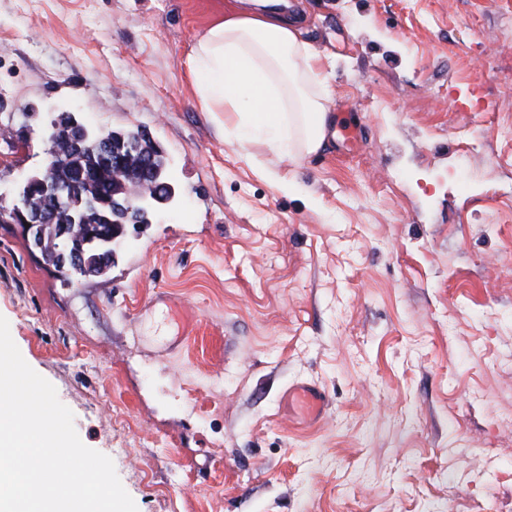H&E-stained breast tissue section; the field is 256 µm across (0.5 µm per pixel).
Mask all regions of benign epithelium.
Wrapping results in <instances>:
<instances>
[{"instance_id": "benign-epithelium-1", "label": "benign epithelium", "mask_w": 512, "mask_h": 512, "mask_svg": "<svg viewBox=\"0 0 512 512\" xmlns=\"http://www.w3.org/2000/svg\"><path fill=\"white\" fill-rule=\"evenodd\" d=\"M52 125L54 135L48 138V163L42 172L25 177L18 201L7 206L0 197L1 224L23 223L28 233L38 237L50 227L55 229L56 241L65 243L75 229L91 223L87 212L65 210L68 191L99 181L104 170L110 171L112 181L123 186L131 204L141 212L146 211L144 203L149 198L159 204L172 199L174 188L170 183L163 182L156 189L145 181L147 177H160L149 161L132 158L107 136L90 134L74 113H58ZM87 141L97 146L100 165L82 168L71 164L66 149L78 148ZM60 265L72 274L87 275L88 260L81 250L63 251Z\"/></svg>"}]
</instances>
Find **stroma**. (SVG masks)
<instances>
[{"label": "stroma", "instance_id": "stroma-1", "mask_svg": "<svg viewBox=\"0 0 512 512\" xmlns=\"http://www.w3.org/2000/svg\"><path fill=\"white\" fill-rule=\"evenodd\" d=\"M239 7L0 0V196L66 109L142 129L175 188L81 281L0 224L15 344L138 512H512V7L297 0L334 123L293 162L199 105L189 49ZM286 401L288 404L294 402L306 414L309 423H313L322 418L328 399L325 391L318 386L303 383L288 389Z\"/></svg>", "mask_w": 512, "mask_h": 512}]
</instances>
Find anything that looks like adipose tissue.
<instances>
[{
    "instance_id": "ef3b65f1",
    "label": "adipose tissue",
    "mask_w": 512,
    "mask_h": 512,
    "mask_svg": "<svg viewBox=\"0 0 512 512\" xmlns=\"http://www.w3.org/2000/svg\"><path fill=\"white\" fill-rule=\"evenodd\" d=\"M297 16L235 11L187 57L200 105L241 145L297 159L318 152L330 124L327 76Z\"/></svg>"
}]
</instances>
